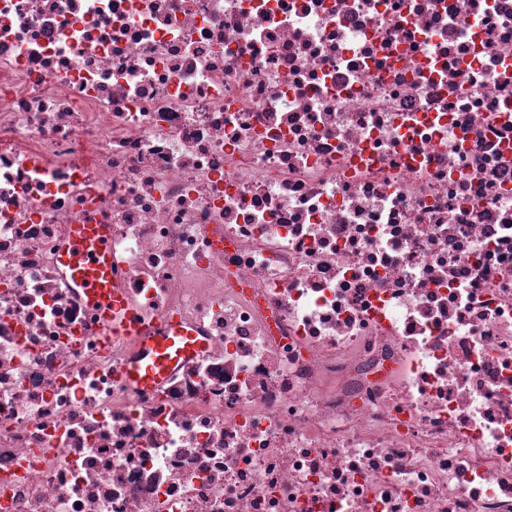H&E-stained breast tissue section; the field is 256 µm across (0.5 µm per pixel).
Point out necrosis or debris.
Segmentation results:
<instances>
[{
	"label": "necrosis or debris",
	"mask_w": 512,
	"mask_h": 512,
	"mask_svg": "<svg viewBox=\"0 0 512 512\" xmlns=\"http://www.w3.org/2000/svg\"><path fill=\"white\" fill-rule=\"evenodd\" d=\"M0 512H512V0H0ZM59 266L68 287L81 288L107 324L110 333L139 337L142 352L125 370L126 379L143 389L159 385L185 359L205 347L196 331L171 319L160 320L148 333L125 307L122 293L112 285V241L106 224H73L59 253Z\"/></svg>",
	"instance_id": "obj_1"
}]
</instances>
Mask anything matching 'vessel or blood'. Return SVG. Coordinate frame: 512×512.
I'll list each match as a JSON object with an SVG mask.
<instances>
[{
  "instance_id": "1",
  "label": "vessel or blood",
  "mask_w": 512,
  "mask_h": 512,
  "mask_svg": "<svg viewBox=\"0 0 512 512\" xmlns=\"http://www.w3.org/2000/svg\"><path fill=\"white\" fill-rule=\"evenodd\" d=\"M58 261L68 287L82 289L110 333L140 338L142 352L125 370L130 383L154 388L185 359L203 351V338L173 320H161L147 331L124 312L123 295L112 285V241L107 225H73Z\"/></svg>"
}]
</instances>
